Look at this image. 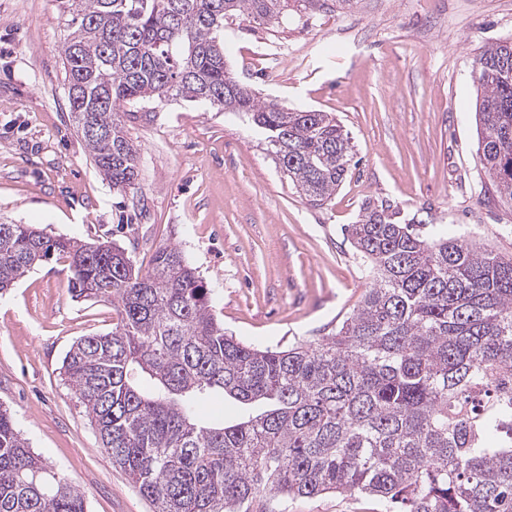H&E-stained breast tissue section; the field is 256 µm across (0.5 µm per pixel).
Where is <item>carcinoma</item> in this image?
I'll list each match as a JSON object with an SVG mask.
<instances>
[{
	"label": "carcinoma",
	"mask_w": 512,
	"mask_h": 512,
	"mask_svg": "<svg viewBox=\"0 0 512 512\" xmlns=\"http://www.w3.org/2000/svg\"><path fill=\"white\" fill-rule=\"evenodd\" d=\"M288 0H72L62 46L71 118L95 166L127 193L139 180L128 136L145 100L245 112L309 201L325 202L353 158L327 112L293 110L239 82L224 22L276 23ZM512 41L474 61L478 160L512 199ZM369 281L336 333L281 350L224 331L211 290L178 248L143 273L110 241L0 224V290L65 258L75 298L109 302L112 330L74 342L61 367L112 464L152 512H265L261 499L328 493L377 512H512V255L371 208L346 228ZM260 405L232 424L213 396ZM0 408V512H88Z\"/></svg>",
	"instance_id": "1"
}]
</instances>
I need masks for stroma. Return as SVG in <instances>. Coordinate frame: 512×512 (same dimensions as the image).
I'll return each instance as SVG.
<instances>
[{
    "instance_id": "obj_1",
    "label": "stroma",
    "mask_w": 512,
    "mask_h": 512,
    "mask_svg": "<svg viewBox=\"0 0 512 512\" xmlns=\"http://www.w3.org/2000/svg\"><path fill=\"white\" fill-rule=\"evenodd\" d=\"M67 0H0V223L109 240L148 269L177 246L215 293L225 331L257 347L331 335L359 304L347 238L367 207L512 253V198L478 161L474 59L512 40V0H321L283 23L239 16L227 65L261 97L331 113L351 136L347 179L323 205L297 192L263 132L204 103L150 101L128 125L139 191L113 189L77 135L65 85ZM288 48L278 76L259 43ZM65 259L0 292V405L88 512H151L112 464L60 368L73 342L112 329L111 304L72 297ZM363 496L274 502L275 512H372Z\"/></svg>"
}]
</instances>
